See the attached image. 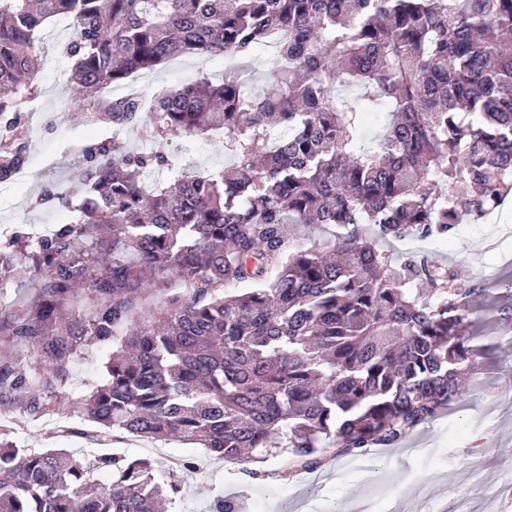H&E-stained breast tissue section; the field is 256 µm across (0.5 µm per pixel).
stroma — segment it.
<instances>
[{
	"instance_id": "stroma-1",
	"label": "stroma",
	"mask_w": 512,
	"mask_h": 512,
	"mask_svg": "<svg viewBox=\"0 0 512 512\" xmlns=\"http://www.w3.org/2000/svg\"><path fill=\"white\" fill-rule=\"evenodd\" d=\"M47 50L39 73L41 93L28 106L32 130L26 177L0 183V243L5 233L19 225L39 230L51 217H63L61 207L33 206L32 200L47 184L77 189L83 166L82 146L93 143L81 101L69 86L71 61L63 52L71 37L66 19L49 23L43 32ZM223 57L185 56L136 74L135 84L146 98L163 89L204 75L220 80ZM167 152L178 163L196 170L219 169L232 162L224 141L172 139ZM454 245L407 238L392 242L390 251L401 259L428 252L442 262L466 266V286L479 285V272L494 264L502 277L512 275V200L480 224L456 229ZM483 347L475 357L476 386L449 413L421 426L409 438L371 449L375 473L350 468L349 457L324 462L286 479H267L266 471L278 469L280 459L260 463L262 478L244 474L241 464L225 466L203 448L176 440L135 438L115 434L106 446L89 443L81 420L51 414L29 417L10 403L0 405V429H7L22 448H68L81 454L108 452L130 459L146 458L160 468L174 459L192 463V470L178 471L184 492L174 512H210L216 497L233 500L237 512H512V356L497 346L492 327L483 330ZM481 446L480 458L468 457Z\"/></svg>"
}]
</instances>
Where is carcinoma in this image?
<instances>
[{"label":"carcinoma","instance_id":"1","mask_svg":"<svg viewBox=\"0 0 512 512\" xmlns=\"http://www.w3.org/2000/svg\"><path fill=\"white\" fill-rule=\"evenodd\" d=\"M65 17L70 82L116 136L82 152L79 202L48 236L0 246V308L33 349L0 355V403L114 433L177 437L224 462L290 451L281 479L398 443L461 402L477 303L512 332V279L393 259L512 197V0H0V175L27 164L42 31ZM275 50L258 90L234 66ZM185 55H222L145 102L105 87ZM385 111L365 141L361 118ZM224 133L235 161L201 174L174 137ZM134 135L151 144L128 149ZM166 170L161 183L145 175ZM112 355L85 395L73 356ZM181 484L147 459L32 451L0 434V512H158Z\"/></svg>","mask_w":512,"mask_h":512}]
</instances>
